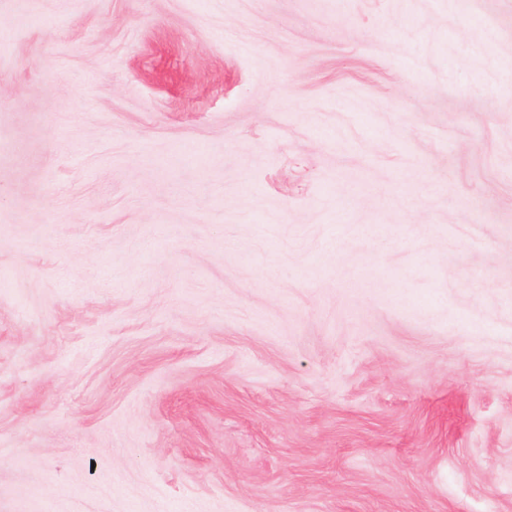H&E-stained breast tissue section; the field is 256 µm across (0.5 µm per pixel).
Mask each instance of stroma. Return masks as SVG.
Wrapping results in <instances>:
<instances>
[{"instance_id": "stroma-1", "label": "stroma", "mask_w": 512, "mask_h": 512, "mask_svg": "<svg viewBox=\"0 0 512 512\" xmlns=\"http://www.w3.org/2000/svg\"><path fill=\"white\" fill-rule=\"evenodd\" d=\"M0 512H512V0H0Z\"/></svg>"}]
</instances>
